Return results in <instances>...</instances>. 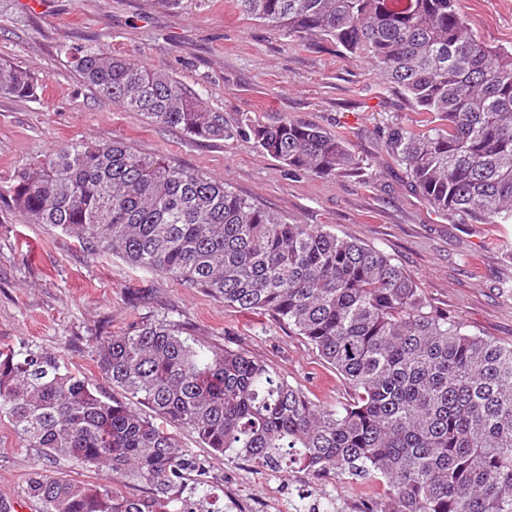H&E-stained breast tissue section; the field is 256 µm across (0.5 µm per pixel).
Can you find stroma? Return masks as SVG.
Masks as SVG:
<instances>
[{"mask_svg": "<svg viewBox=\"0 0 512 512\" xmlns=\"http://www.w3.org/2000/svg\"><path fill=\"white\" fill-rule=\"evenodd\" d=\"M471 31L512 50V0H460ZM104 48L172 74L229 123L285 114L343 137L354 170L295 176L252 141L195 140L127 112L83 81L73 57ZM0 61L35 74L37 98L0 97V193L14 173L70 143L128 142L173 165L224 180L295 224H322L377 247L410 272L426 298L477 335L512 344V224H483L434 211L387 153L393 123L419 115L367 61L317 38L294 40L244 16L232 0H0ZM152 314L168 315L197 343L229 348L269 364L315 402L335 407L349 385L303 337L270 314L240 312L172 277L95 252L72 235L32 224L0 205V348L27 345L57 356L104 394L112 387L92 360L107 336ZM180 448L203 464L213 512L224 493L255 500L281 495L293 512L331 495L336 512H369L387 493L375 483L317 475L298 465L273 472L232 454L217 455L192 433ZM105 482L75 461L47 458L0 420V497L14 512H41L27 495L33 473Z\"/></svg>", "mask_w": 512, "mask_h": 512, "instance_id": "stroma-1", "label": "stroma"}]
</instances>
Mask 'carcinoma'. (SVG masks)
<instances>
[{
	"label": "carcinoma",
	"instance_id": "carcinoma-1",
	"mask_svg": "<svg viewBox=\"0 0 512 512\" xmlns=\"http://www.w3.org/2000/svg\"><path fill=\"white\" fill-rule=\"evenodd\" d=\"M290 36L367 60L423 115L387 149L437 212L512 223V51L467 28L457 0H234ZM112 102L192 139L245 138L295 174L357 165L345 141L287 115L230 125L176 78L99 49L74 58ZM34 74L0 63V96L36 95ZM8 205L94 251L265 312L313 345L353 390L315 403L268 365L205 349L169 316L142 318L95 350L99 373L149 410L105 399L51 354L0 349V417L30 448L158 493L130 497L38 474L42 512H189L209 495L173 428L217 454L268 467L290 450L319 475L382 484L388 512H512V345L471 333L378 248L288 220L195 169L123 140L72 143L18 170Z\"/></svg>",
	"mask_w": 512,
	"mask_h": 512
}]
</instances>
